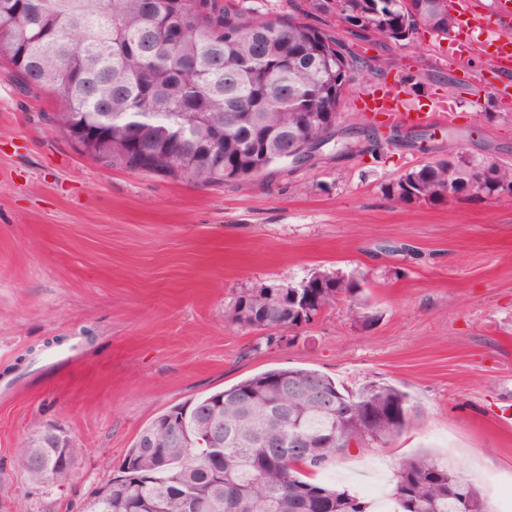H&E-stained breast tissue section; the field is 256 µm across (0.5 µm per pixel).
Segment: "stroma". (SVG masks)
<instances>
[{
    "instance_id": "stroma-1",
    "label": "stroma",
    "mask_w": 512,
    "mask_h": 512,
    "mask_svg": "<svg viewBox=\"0 0 512 512\" xmlns=\"http://www.w3.org/2000/svg\"><path fill=\"white\" fill-rule=\"evenodd\" d=\"M474 37L417 29L390 46V73L346 93L336 145L310 165L200 187L104 168L46 121L50 93L20 94L0 67V512H86L139 432L171 407L282 367L350 390L384 382L419 417L392 445L353 448L321 474L357 496L392 491L401 457L460 467L491 512L512 502V191L405 203L387 187L456 153L512 167V74ZM401 92L415 112L441 100L453 120L415 140L338 154L369 119L359 99ZM364 275L296 338L257 349L226 308L259 281L315 269ZM57 426L84 448L62 487L14 460Z\"/></svg>"
}]
</instances>
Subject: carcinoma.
<instances>
[{"label":"carcinoma","instance_id":"carcinoma-1","mask_svg":"<svg viewBox=\"0 0 512 512\" xmlns=\"http://www.w3.org/2000/svg\"><path fill=\"white\" fill-rule=\"evenodd\" d=\"M323 0L344 20L363 22L373 41L399 43L417 29L455 27L448 0ZM271 18L229 0H0V61L27 94L51 90L61 131L112 127L81 154L112 168L160 173L200 186L222 185L269 161L270 147L295 130L305 139L327 135L350 84L368 67L342 58L336 37L300 17L299 4ZM512 182V168L474 170L459 155L427 163L387 187L401 202H432L491 194ZM323 287L312 307L355 305L359 279L316 270ZM228 321L261 332L271 347L301 327L300 313L275 295L242 290ZM330 398L319 410L318 396ZM286 408L276 417L271 409ZM179 440L153 419L119 464L120 476L100 486L87 512H367L369 505L315 477L349 453V442L386 445L416 423L408 393L371 382L352 394L318 371L275 368L178 405ZM239 439L199 447L213 422ZM83 448L38 434L15 459L33 479L60 486L72 477ZM393 512H489L479 487L461 470L426 455L402 458L392 491Z\"/></svg>","mask_w":512,"mask_h":512}]
</instances>
